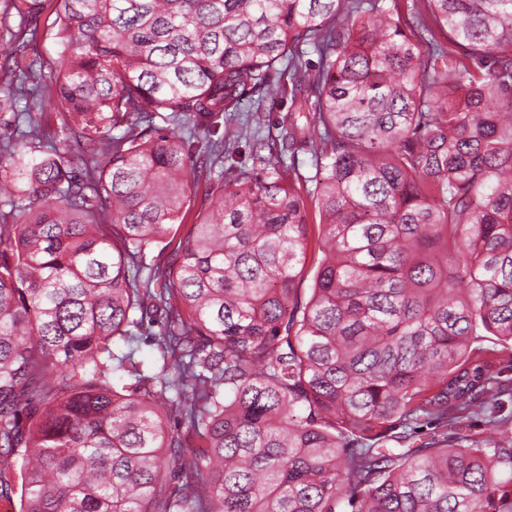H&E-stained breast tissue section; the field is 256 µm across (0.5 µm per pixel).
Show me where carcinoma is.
I'll list each match as a JSON object with an SVG mask.
<instances>
[{
	"instance_id": "cac0c4a2",
	"label": "carcinoma",
	"mask_w": 512,
	"mask_h": 512,
	"mask_svg": "<svg viewBox=\"0 0 512 512\" xmlns=\"http://www.w3.org/2000/svg\"><path fill=\"white\" fill-rule=\"evenodd\" d=\"M44 2L0 9V126L29 127L0 142V499L512 512V354L481 347L512 351V0H56L50 23ZM43 27L58 57L21 65ZM287 90L271 142L220 131ZM201 183L193 233L130 280ZM431 422L450 433L384 447ZM257 96L253 100H247L243 106L242 110L244 112H234L231 115H227V122L224 118V121L221 120L222 124L226 122V125L231 124L233 128L237 126V119L243 117L246 112H254L257 108L262 112H267L269 115V123H274L278 116L281 113H284L288 110L290 105V97L288 95V90L285 95L276 97V98H263L260 101L256 100ZM319 215L316 209L308 208L307 211V224H309V239H310V245L308 249V257L307 262L305 266V278L304 281L299 285V288L305 289L304 291V297L305 299H308L311 294V286L313 283V277L316 271V265H314L313 260L315 257L314 253V241L317 238V234L319 232L317 224H319Z\"/></svg>"
}]
</instances>
